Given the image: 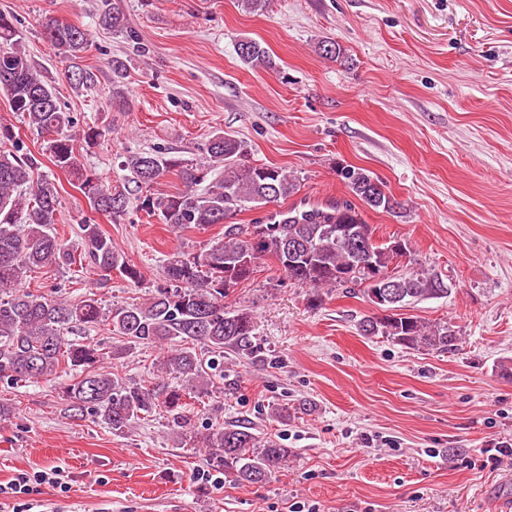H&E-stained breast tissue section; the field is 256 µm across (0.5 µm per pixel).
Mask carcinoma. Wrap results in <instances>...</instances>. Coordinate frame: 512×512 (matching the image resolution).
Instances as JSON below:
<instances>
[{
	"label": "carcinoma",
	"mask_w": 512,
	"mask_h": 512,
	"mask_svg": "<svg viewBox=\"0 0 512 512\" xmlns=\"http://www.w3.org/2000/svg\"><path fill=\"white\" fill-rule=\"evenodd\" d=\"M94 24L102 29H128L122 0H104ZM45 35L60 61L64 74L77 91L97 85L96 70L80 64L87 51L90 31L49 17ZM240 59L255 67H272V58L256 40L243 37L236 44ZM111 102L129 104L123 89L124 62L114 57ZM0 92L20 121L46 138V151L53 165L77 181L91 208L99 214L119 217L130 202L131 189L114 188L95 171L86 168L76 152L73 113L60 105L54 87L32 66L23 49L16 18L0 13ZM0 382L11 385L54 381L62 376L61 405L65 417L101 421L112 434L121 435L161 403L173 413L176 435L195 440L224 463V473L240 484L268 481L286 466L291 450L273 441L263 442L250 427L228 425L196 433L185 414V399L209 393L220 372L217 360L224 349L249 350L255 321L246 308L228 309L224 299L234 288L251 279L258 260L271 257L289 280L302 288L364 285L371 297L380 289L374 280L387 275L394 294L383 307L389 313L369 316L361 323L366 335H381L407 349L450 352L458 338L446 323H429L400 312L412 299L448 293L439 279L399 271L398 243L379 244L362 209L391 212L399 203L382 189L384 183L365 168L345 165L336 170L349 194L359 200H332L310 210H279L268 223L233 224L238 212L267 204H278L299 192V179L284 170L246 161L245 145L223 133L215 134L206 146V157L192 162L165 158L153 152L130 155L124 167L135 188L151 187L165 174L177 172L185 189L176 193H152L136 197L140 209L159 216L174 231L205 230L224 225V237L190 254L176 251L163 265L166 287L155 290L146 303H128L105 309L95 289L106 286L118 274L133 284L141 273L125 254L112 245L97 223L80 225V243L69 245L55 232L60 204L54 180L39 173L38 157L24 151L14 125L0 120ZM224 166V177L214 176ZM90 267L97 278L94 290L71 303L52 295H35L23 290L30 273L46 266L64 270L73 265ZM112 328L126 345L151 342H180V348L160 362L161 372L175 384L151 386L126 384L115 372L104 369L105 353L91 343L71 338L77 329L98 325ZM214 354L203 362L195 345Z\"/></svg>",
	"instance_id": "obj_1"
}]
</instances>
